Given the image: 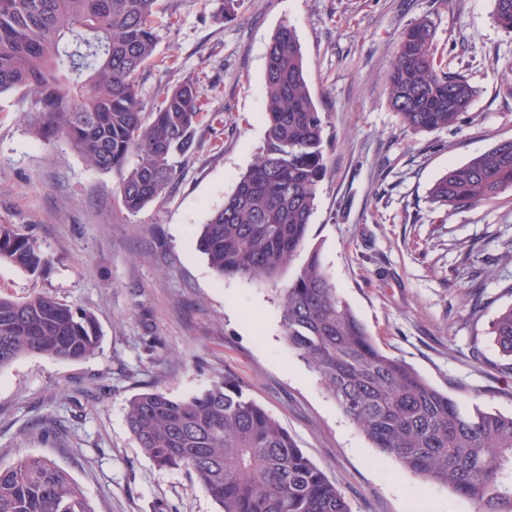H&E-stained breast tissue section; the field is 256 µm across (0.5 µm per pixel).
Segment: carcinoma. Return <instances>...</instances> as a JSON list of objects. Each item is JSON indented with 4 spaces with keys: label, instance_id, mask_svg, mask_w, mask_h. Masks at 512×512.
<instances>
[{
    "label": "carcinoma",
    "instance_id": "cac0c4a2",
    "mask_svg": "<svg viewBox=\"0 0 512 512\" xmlns=\"http://www.w3.org/2000/svg\"><path fill=\"white\" fill-rule=\"evenodd\" d=\"M159 0H0V95L30 97L35 134L66 140L97 170L117 177L125 209L137 213L177 179L201 119L187 80L150 111L139 75L158 62L153 17ZM495 23L512 32V0H495ZM389 103L415 132L459 124L478 95L437 58L426 21L408 28L395 50ZM266 138L255 164L203 225L199 249L219 277L275 282L304 250L319 186L327 174L326 121L305 76L295 27L282 25L266 54ZM512 189V138L448 169L431 187L450 209L490 203ZM0 261L33 278L51 257L16 224L0 223ZM281 294L288 346L371 447L405 471L446 487L474 512H512V414L464 404L384 352L337 291L318 250ZM488 335L512 359V303ZM94 316L32 293L0 295V369L25 354L78 361L96 354ZM128 429L158 467L196 477L218 512H351L331 482L276 419L233 376L172 398L157 389L133 395ZM0 512H95L70 474L44 456L0 464Z\"/></svg>",
    "mask_w": 512,
    "mask_h": 512
}]
</instances>
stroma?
I'll list each match as a JSON object with an SVG mask.
<instances>
[{
	"mask_svg": "<svg viewBox=\"0 0 512 512\" xmlns=\"http://www.w3.org/2000/svg\"><path fill=\"white\" fill-rule=\"evenodd\" d=\"M493 10L494 0H161L164 64L142 73L143 103L190 78L203 115L173 188L135 214L112 174L36 137L27 98L0 96V223L26 226L51 257L37 279L0 261V293L50 295L101 330L88 359L24 355L0 369V462L51 458L96 512H218L186 471L143 454L126 408L144 389L182 398L231 373L352 512H473L371 448L289 348L279 287L294 267L275 285L222 279L197 242L263 145L267 48L291 24L329 134L306 249L382 350L451 397L511 414L512 364L487 330L512 303V191L457 210L428 199L449 166L512 137V33ZM424 19L449 71L480 90L457 128L408 130L389 105L395 47Z\"/></svg>",
	"mask_w": 512,
	"mask_h": 512,
	"instance_id": "1",
	"label": "stroma"
}]
</instances>
